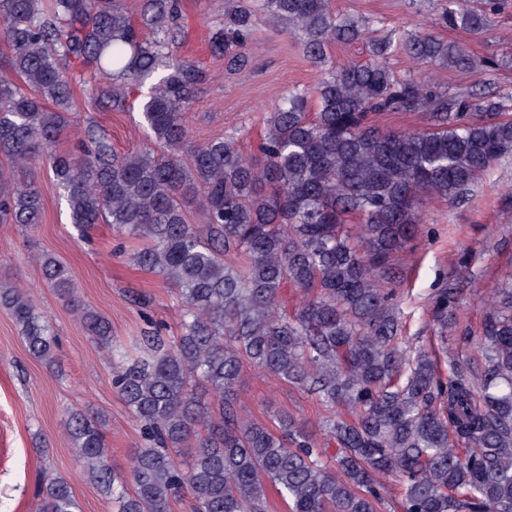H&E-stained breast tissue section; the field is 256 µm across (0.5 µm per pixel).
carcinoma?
Returning <instances> with one entry per match:
<instances>
[{
    "label": "carcinoma",
    "mask_w": 512,
    "mask_h": 512,
    "mask_svg": "<svg viewBox=\"0 0 512 512\" xmlns=\"http://www.w3.org/2000/svg\"><path fill=\"white\" fill-rule=\"evenodd\" d=\"M448 2L441 25L483 33L484 10ZM178 9V0H141L135 21L124 0H0V219L39 224L41 194L19 174L47 161L71 223L88 233L102 222L140 240L133 260L171 285L181 312L179 335L151 323L134 355L101 314L77 302L68 269L40 255L44 278L112 362L113 385L141 428L143 444L123 473L103 419L70 411L83 472L113 512H174L184 497L191 512H267L271 488L288 512H378L389 480L401 489V512H512V269L484 313L477 383L457 363L443 377L405 336L397 289L380 283L392 255L420 234L426 198L463 202L489 166L512 155L506 97L394 79L388 62L398 49L474 68L464 46L430 32L373 37L369 22L336 13L332 0H224L209 47L229 68L247 65L261 14L296 35L323 73L270 115L257 155L244 154L234 132L198 143L186 112L205 73L170 50ZM361 38L365 62L328 63L331 45ZM75 60L107 79L96 93L118 111L128 80L166 71L142 104L163 153L119 156L94 132L75 152L54 151L69 126L66 65ZM407 110L426 113L429 127L370 121ZM194 209L204 225L191 223ZM353 214L359 223L350 226ZM468 278L462 260L431 300L444 331L459 328V284ZM288 284L303 294L291 315L281 312ZM0 307L29 353L55 366L53 325L30 297L1 283ZM246 363L315 396L334 455L286 413L271 426L245 413ZM176 448L192 449L190 467ZM39 495L37 512H79L57 474L41 475Z\"/></svg>",
    "instance_id": "1"
}]
</instances>
